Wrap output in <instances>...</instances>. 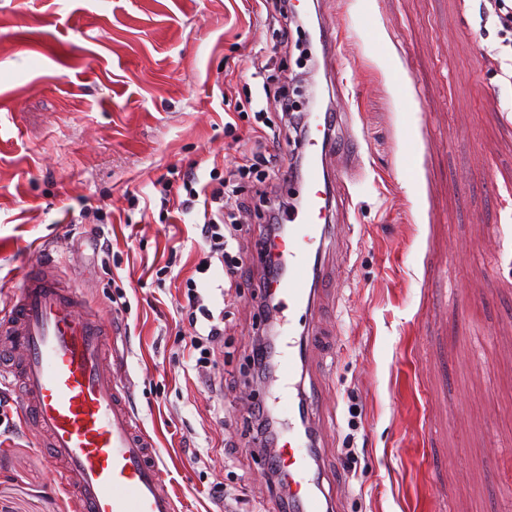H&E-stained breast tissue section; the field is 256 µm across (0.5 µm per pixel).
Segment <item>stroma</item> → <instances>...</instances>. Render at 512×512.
<instances>
[{
	"instance_id": "1",
	"label": "stroma",
	"mask_w": 512,
	"mask_h": 512,
	"mask_svg": "<svg viewBox=\"0 0 512 512\" xmlns=\"http://www.w3.org/2000/svg\"><path fill=\"white\" fill-rule=\"evenodd\" d=\"M312 38L328 33L338 79L321 61L319 108L335 112L324 171L347 173L321 244L326 285L311 318L332 341L310 349L303 396L324 395L329 429L319 479L337 512H512V83L494 23L479 0H310ZM278 23L236 0H0V305L23 269L49 251L64 281L115 320L109 361L132 384L139 424L163 451L177 512H214V488L240 490L272 512L261 454L241 441V393L268 403L246 372L263 317L253 271L266 203L250 180L245 269L226 315L229 352L216 374L228 393L187 371L174 299L199 287L193 215L166 223L158 181L170 167L235 169L229 112L269 88L263 107L300 72V33L280 46ZM264 56L266 70L253 66ZM108 216L111 254L94 245L83 211ZM180 244L172 278L148 276ZM123 288L127 314L112 297ZM360 416L347 425L349 406ZM352 455H345L347 446ZM205 449L193 460L187 447ZM0 512H73L37 438L0 433Z\"/></svg>"
}]
</instances>
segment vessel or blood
I'll use <instances>...</instances> for the list:
<instances>
[{"label":"vessel or blood","instance_id":"1","mask_svg":"<svg viewBox=\"0 0 512 512\" xmlns=\"http://www.w3.org/2000/svg\"><path fill=\"white\" fill-rule=\"evenodd\" d=\"M307 191L290 216L288 238L279 247L275 287L283 339L276 389L289 391L309 347L323 338L308 323L302 336L290 331L291 314L309 307L316 290L312 247L327 227L322 166L328 136L325 116H307ZM59 260L45 255L26 269L9 304L0 307V385L18 397L22 427L40 447L72 495L74 512H176L155 440L137 425L130 392L107 363L109 331L75 286L63 284ZM319 400L285 404L288 440L281 448L296 494L292 512H330L332 499L315 492L319 436L313 422Z\"/></svg>","mask_w":512,"mask_h":512}]
</instances>
